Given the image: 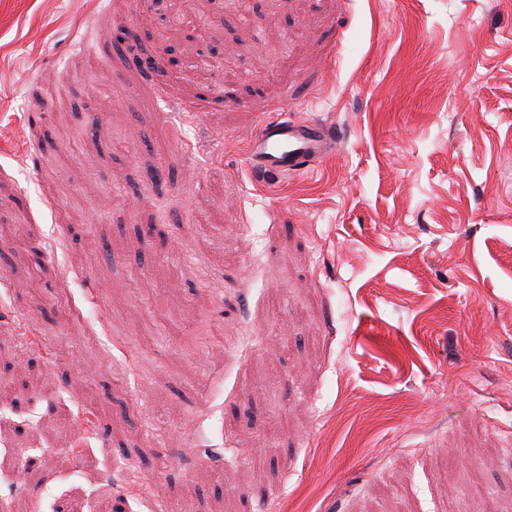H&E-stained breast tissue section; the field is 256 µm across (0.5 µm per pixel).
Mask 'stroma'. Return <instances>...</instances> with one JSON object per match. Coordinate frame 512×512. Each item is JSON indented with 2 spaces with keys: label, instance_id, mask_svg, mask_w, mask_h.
<instances>
[{
  "label": "stroma",
  "instance_id": "stroma-1",
  "mask_svg": "<svg viewBox=\"0 0 512 512\" xmlns=\"http://www.w3.org/2000/svg\"><path fill=\"white\" fill-rule=\"evenodd\" d=\"M133 2L0 0V512H512V0ZM336 128L320 119L300 121L288 112L264 120L250 140L251 168L271 176L302 173L334 151Z\"/></svg>",
  "mask_w": 512,
  "mask_h": 512
}]
</instances>
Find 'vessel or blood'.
<instances>
[{"label": "vessel or blood", "mask_w": 512, "mask_h": 512, "mask_svg": "<svg viewBox=\"0 0 512 512\" xmlns=\"http://www.w3.org/2000/svg\"><path fill=\"white\" fill-rule=\"evenodd\" d=\"M336 128L320 119L300 121L284 113L263 121L248 149L253 170L271 176L302 173L334 151Z\"/></svg>", "instance_id": "vessel-or-blood-1"}]
</instances>
